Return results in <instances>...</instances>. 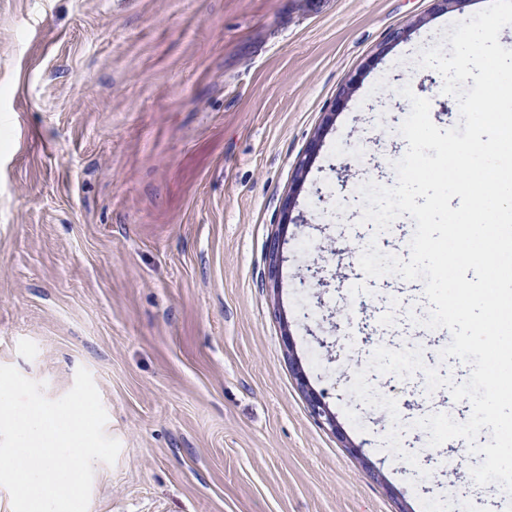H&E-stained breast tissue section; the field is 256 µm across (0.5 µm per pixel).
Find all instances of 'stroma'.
<instances>
[{"instance_id":"stroma-1","label":"stroma","mask_w":512,"mask_h":512,"mask_svg":"<svg viewBox=\"0 0 512 512\" xmlns=\"http://www.w3.org/2000/svg\"><path fill=\"white\" fill-rule=\"evenodd\" d=\"M488 2L0 0V365L52 400L91 373L121 449L94 462L88 512H428L462 496L478 512L479 457L416 425L466 421L468 401L420 372L370 373L393 417L349 387L379 346L422 348L458 382L471 371L441 361L446 330L399 325L410 300L426 317L422 282L365 277L368 243L409 258L415 223L375 233L358 188L396 182L400 87L457 125L442 76L416 61ZM313 254L329 290L307 277ZM296 364L340 433L311 416ZM395 426L422 469L386 448Z\"/></svg>"}]
</instances>
